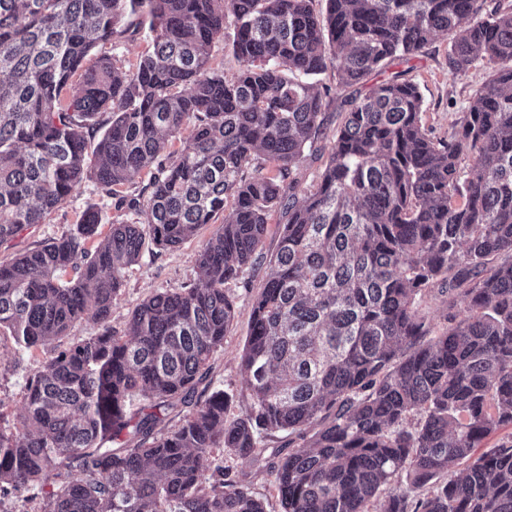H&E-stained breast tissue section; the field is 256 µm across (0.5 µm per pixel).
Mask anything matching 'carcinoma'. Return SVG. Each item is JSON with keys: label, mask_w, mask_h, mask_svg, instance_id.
Masks as SVG:
<instances>
[{"label": "carcinoma", "mask_w": 512, "mask_h": 512, "mask_svg": "<svg viewBox=\"0 0 512 512\" xmlns=\"http://www.w3.org/2000/svg\"><path fill=\"white\" fill-rule=\"evenodd\" d=\"M0 0V244L85 180L133 219L95 244L98 216L0 264V330L31 352L78 321L94 336L28 377L0 426V496L40 512H266L214 451L255 458L273 433L301 440L267 466L283 512H512V4L483 0ZM151 32L133 71L99 45ZM233 27L240 64L211 66ZM448 36V69L491 78L446 138L417 83L341 101L317 184L298 166L323 122L317 76L356 86ZM82 72L74 85L72 78ZM112 121L93 152L96 118ZM188 136H183L185 129ZM148 176L147 196L119 188ZM198 282L143 300L123 333L112 303L145 240L174 250L225 211ZM279 243L240 357L249 400L197 396L234 319L225 285ZM448 297V326L419 307ZM150 404L135 412L131 401ZM183 405L180 424L163 412ZM464 468L456 473V464ZM447 481L437 482L443 473ZM232 33L233 27L226 31L225 36L217 38L212 48V67L223 72L226 79H232L236 76L240 68L229 46L230 38L228 35H232Z\"/></svg>", "instance_id": "cac0c4a2"}]
</instances>
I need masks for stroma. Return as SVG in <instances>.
Instances as JSON below:
<instances>
[{
	"label": "stroma",
	"mask_w": 512,
	"mask_h": 512,
	"mask_svg": "<svg viewBox=\"0 0 512 512\" xmlns=\"http://www.w3.org/2000/svg\"><path fill=\"white\" fill-rule=\"evenodd\" d=\"M400 73L419 84L425 97L426 124L438 137L447 136L454 121L467 109L472 96L490 75L488 68L479 63L466 73H450L448 38L444 35L438 36L417 58L407 63L391 62L380 73L370 76L369 81L379 83ZM89 208L98 211L101 218L98 231L102 234L108 233L111 225L130 218L126 210L116 208L114 199L101 193L94 181H84L64 204L46 216L43 223L33 225L14 240L1 244L0 263L36 248L44 240L69 233L81 213ZM223 221V216H216L213 223L201 227L192 240L174 250L146 245L142 260L126 270L123 287L112 304L113 329L124 331L132 310L144 299L165 289L178 290L195 284L199 251L215 226ZM277 245L276 230H269L262 249L263 262L226 286L234 301L235 318L224 337L223 347L209 362L206 383L210 389L221 390L228 395L227 414L232 418L241 415L247 406V398L242 392L240 355L249 335L252 299L267 279V259L275 254ZM98 331L97 325L81 321L71 328L68 336L29 354L18 351L11 337L0 335V423H16L20 416L23 388L30 370L52 356L54 351ZM260 450L261 456L256 460L224 455V464L232 473L243 476L246 488L264 501L267 512H282L281 500L265 465L288 452L287 435L278 433L263 438Z\"/></svg>",
	"instance_id": "obj_1"
}]
</instances>
